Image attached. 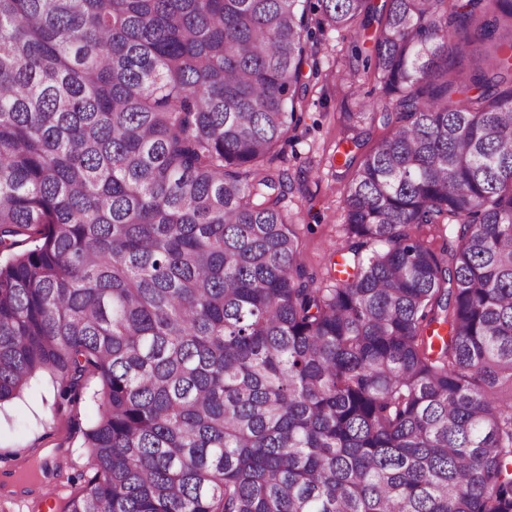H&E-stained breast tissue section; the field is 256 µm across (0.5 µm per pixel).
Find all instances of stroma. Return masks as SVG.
I'll list each match as a JSON object with an SVG mask.
<instances>
[{
	"label": "stroma",
	"instance_id": "stroma-1",
	"mask_svg": "<svg viewBox=\"0 0 512 512\" xmlns=\"http://www.w3.org/2000/svg\"><path fill=\"white\" fill-rule=\"evenodd\" d=\"M318 49L319 75L310 83L302 121L273 166L290 175L293 188L285 204L308 268L324 283L332 251L342 241L344 197L352 178L339 154L342 114L358 96L378 110L385 101L341 33L325 29ZM102 409L101 383L94 375L66 397L59 383L41 375L19 398L0 404V512H62L91 474L83 434Z\"/></svg>",
	"mask_w": 512,
	"mask_h": 512
}]
</instances>
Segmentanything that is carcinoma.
I'll list each match as a JSON object with an SVG mask.
<instances>
[{
	"label": "carcinoma",
	"mask_w": 512,
	"mask_h": 512,
	"mask_svg": "<svg viewBox=\"0 0 512 512\" xmlns=\"http://www.w3.org/2000/svg\"><path fill=\"white\" fill-rule=\"evenodd\" d=\"M314 26L391 105L328 288L269 166ZM42 373L105 401L65 512H512V0H0V403Z\"/></svg>",
	"instance_id": "cac0c4a2"
}]
</instances>
